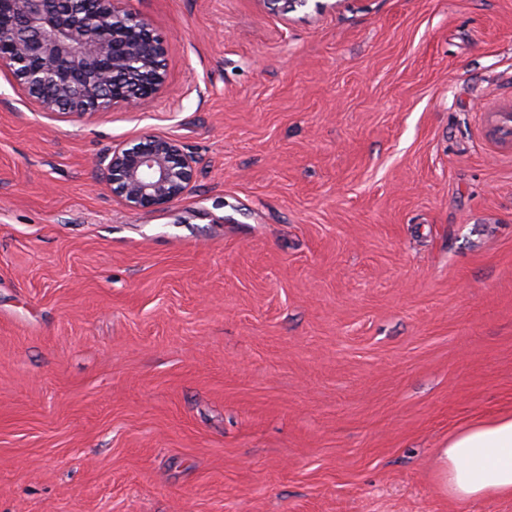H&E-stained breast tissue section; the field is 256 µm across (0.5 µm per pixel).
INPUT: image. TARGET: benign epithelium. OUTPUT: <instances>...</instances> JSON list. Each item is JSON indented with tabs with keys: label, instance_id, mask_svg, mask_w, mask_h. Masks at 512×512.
Masks as SVG:
<instances>
[{
	"label": "benign epithelium",
	"instance_id": "benign-epithelium-1",
	"mask_svg": "<svg viewBox=\"0 0 512 512\" xmlns=\"http://www.w3.org/2000/svg\"><path fill=\"white\" fill-rule=\"evenodd\" d=\"M125 0H0V68L45 112L83 118L141 107L166 86V50ZM112 195L132 208L164 207L190 188L196 160L147 136L97 158Z\"/></svg>",
	"mask_w": 512,
	"mask_h": 512
}]
</instances>
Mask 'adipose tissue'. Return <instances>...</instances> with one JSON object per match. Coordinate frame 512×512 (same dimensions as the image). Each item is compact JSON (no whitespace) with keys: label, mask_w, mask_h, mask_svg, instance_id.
<instances>
[{"label":"adipose tissue","mask_w":512,"mask_h":512,"mask_svg":"<svg viewBox=\"0 0 512 512\" xmlns=\"http://www.w3.org/2000/svg\"><path fill=\"white\" fill-rule=\"evenodd\" d=\"M439 476L456 500L512 497V414L476 420L449 435Z\"/></svg>","instance_id":"adipose-tissue-1"}]
</instances>
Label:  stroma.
I'll use <instances>...</instances> for the list:
<instances>
[{
  "instance_id": "stroma-1",
  "label": "stroma",
  "mask_w": 512,
  "mask_h": 512,
  "mask_svg": "<svg viewBox=\"0 0 512 512\" xmlns=\"http://www.w3.org/2000/svg\"><path fill=\"white\" fill-rule=\"evenodd\" d=\"M167 91L84 118L0 69V512H512V0H127ZM197 160L162 208L95 158ZM439 476L452 499L512 497V414L476 420L449 435Z\"/></svg>"
}]
</instances>
